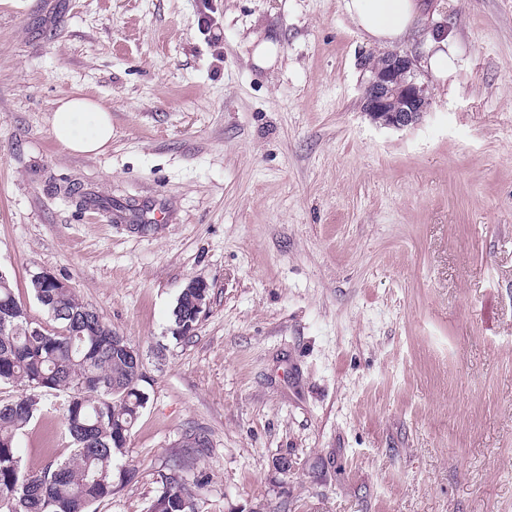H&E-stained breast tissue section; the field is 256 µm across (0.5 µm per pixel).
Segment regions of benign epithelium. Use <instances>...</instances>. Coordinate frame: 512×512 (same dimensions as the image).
Returning <instances> with one entry per match:
<instances>
[{"label":"benign epithelium","instance_id":"obj_1","mask_svg":"<svg viewBox=\"0 0 512 512\" xmlns=\"http://www.w3.org/2000/svg\"><path fill=\"white\" fill-rule=\"evenodd\" d=\"M371 73L364 89L363 107L374 122L401 129L417 122V117L429 109L427 90L416 82L409 57L390 52Z\"/></svg>","mask_w":512,"mask_h":512}]
</instances>
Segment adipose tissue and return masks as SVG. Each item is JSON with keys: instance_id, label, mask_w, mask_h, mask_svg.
Listing matches in <instances>:
<instances>
[{"instance_id": "1", "label": "adipose tissue", "mask_w": 512, "mask_h": 512, "mask_svg": "<svg viewBox=\"0 0 512 512\" xmlns=\"http://www.w3.org/2000/svg\"><path fill=\"white\" fill-rule=\"evenodd\" d=\"M358 30L386 46L411 33L420 15V0H345ZM54 139L73 154H99L112 140V115L88 95L78 93L56 102L50 117Z\"/></svg>"}]
</instances>
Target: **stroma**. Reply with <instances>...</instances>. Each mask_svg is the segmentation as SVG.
<instances>
[{"label": "stroma", "instance_id": "35a3bbf8", "mask_svg": "<svg viewBox=\"0 0 512 512\" xmlns=\"http://www.w3.org/2000/svg\"><path fill=\"white\" fill-rule=\"evenodd\" d=\"M392 49L431 99L402 129L363 110L387 49L345 0H0V269L41 323L31 277L65 280L146 376L96 512H146L175 458L199 512H512V0H426ZM79 90L103 154L50 134ZM41 404L27 469L73 448ZM258 39V35L251 38L252 43H258L252 53V62L262 69H269L276 62L278 43L271 38H262L261 41ZM448 40V35L442 36L441 34L435 36V40H433L435 52L428 58L427 68L431 70L436 77L448 75L455 67L452 58L453 50L448 45ZM186 288H189V291H185ZM186 288L181 290L171 315L170 332L175 339L179 340H188L192 338L200 319L199 317L194 320L191 316V309L195 308L194 302L199 299V294L194 291L196 290L195 288L202 289V298L196 303L197 315L203 313L205 308L204 305H207V301H204V289L207 288V295L205 299H208L210 290L208 283L200 279L191 280L187 284ZM179 319H181V323H179ZM188 322H191V326Z\"/></svg>", "mask_w": 512, "mask_h": 512}]
</instances>
